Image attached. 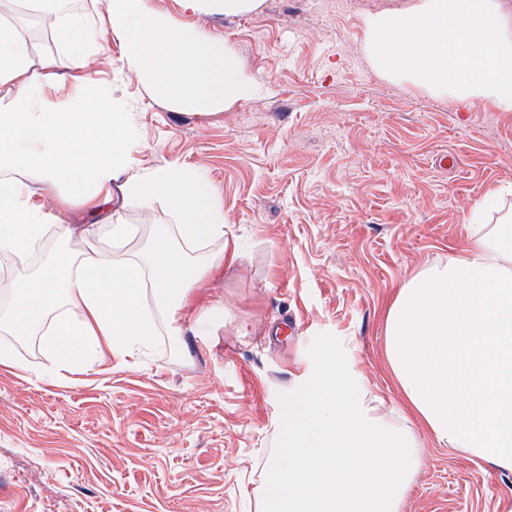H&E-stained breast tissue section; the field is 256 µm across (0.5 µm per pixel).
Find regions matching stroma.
<instances>
[{
    "label": "stroma",
    "mask_w": 512,
    "mask_h": 512,
    "mask_svg": "<svg viewBox=\"0 0 512 512\" xmlns=\"http://www.w3.org/2000/svg\"><path fill=\"white\" fill-rule=\"evenodd\" d=\"M418 2L260 0L224 17L150 0L222 39L258 88L220 111L178 110L146 93L120 46L99 67L133 113L136 167L190 166L218 193L241 251L203 295L224 317L199 336L184 315L149 354L64 378L44 375L38 344L0 335L23 363L0 370V512H261L264 465L317 360L348 359L399 405L383 309L447 260L487 191L512 185V112L370 59L366 19ZM404 512H512V472L425 439Z\"/></svg>",
    "instance_id": "stroma-1"
}]
</instances>
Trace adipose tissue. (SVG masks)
Listing matches in <instances>:
<instances>
[{"label":"adipose tissue","instance_id":"adipose-tissue-1","mask_svg":"<svg viewBox=\"0 0 512 512\" xmlns=\"http://www.w3.org/2000/svg\"><path fill=\"white\" fill-rule=\"evenodd\" d=\"M98 17L71 0H0V256L31 265L47 241L53 261L11 282L0 333L37 338L44 372L60 378L116 351L143 353L159 320L174 323L240 253L206 176L185 165L134 166L137 127L98 79L100 56L122 61L153 97L217 111L256 88L219 38L152 9L148 0H102ZM31 13L62 45L43 54L17 15ZM68 71L77 98L47 91ZM67 192H59V185ZM136 199L152 244L105 249L94 231L75 236L60 218L74 204L103 211L117 234ZM164 203L170 223L154 219ZM487 193L467 217L466 240L425 265L383 312L384 351L402 402L384 409L340 358L314 366L286 409L267 464L263 512H403L423 435L512 472V211ZM497 223H488L490 214Z\"/></svg>","mask_w":512,"mask_h":512}]
</instances>
